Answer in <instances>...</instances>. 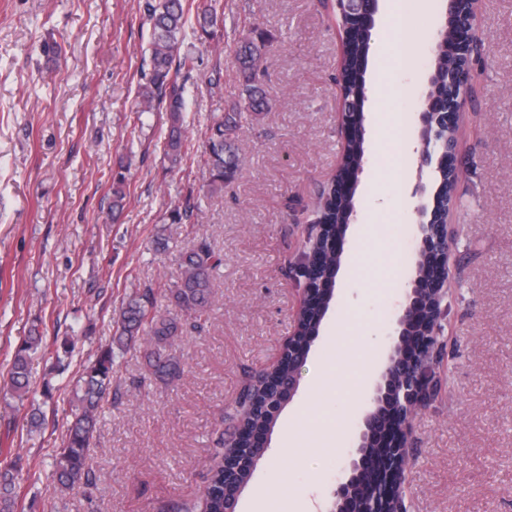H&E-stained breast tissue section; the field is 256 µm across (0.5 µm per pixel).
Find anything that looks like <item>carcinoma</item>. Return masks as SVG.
<instances>
[{
	"label": "carcinoma",
	"instance_id": "carcinoma-1",
	"mask_svg": "<svg viewBox=\"0 0 512 512\" xmlns=\"http://www.w3.org/2000/svg\"><path fill=\"white\" fill-rule=\"evenodd\" d=\"M141 8L149 28V68L143 74L139 96L145 104L143 111L158 110L167 113L168 129L163 146V159L169 168L177 167L183 157V126L187 112L188 89L186 82L179 81L182 71L193 66V57L181 51L185 38L184 0H142ZM217 0L203 6L196 13L195 28L199 38H208L218 19ZM262 33L243 38L237 45L234 59L241 77L240 100L222 112L211 115L207 127L205 165L210 194L224 192V187L234 178L239 168V157L232 145L243 127V119L250 116L256 121L266 111V101L260 85V62L263 57ZM432 73L442 83L448 82V54L440 50ZM337 83L345 84L346 96L352 101L366 102L367 86L362 73H354L340 66ZM365 156V129L355 131V139L347 147L346 157L361 164ZM125 192L123 176L112 184V215L123 208ZM197 206L189 201L169 211L168 224H181L188 220ZM179 273L177 278L163 289V298L174 311L161 313L157 310L158 292L152 288L130 296L115 321L113 340L98 349L95 359L83 366L70 402V420L67 422L65 440L52 463V490L62 498L91 484L87 466L89 448L97 436L99 409L102 401L112 394V379L116 373L117 359L127 349L137 345L144 336L149 337L154 349L146 353L149 373L163 378L180 376V363L162 354L172 340L184 332L182 316H201L212 304V273L221 265V258L210 245L198 241L176 255ZM326 312L308 315V327L304 343L312 336H320ZM43 336L38 328L18 345L9 377L11 395L23 401L32 395L29 382V365L32 354L41 347ZM252 382L244 386L239 397L250 401V406L236 415L225 417L227 427L215 441V454L209 469L207 485L202 494L191 501L172 506V512H224V502L240 496L252 478L248 471L232 481L224 478V452L233 441L226 439L236 428V423L250 429L273 430L277 418L267 413L264 398L255 392ZM233 453L238 449L229 450ZM23 458L19 455L0 467V512H13L14 493Z\"/></svg>",
	"mask_w": 512,
	"mask_h": 512
}]
</instances>
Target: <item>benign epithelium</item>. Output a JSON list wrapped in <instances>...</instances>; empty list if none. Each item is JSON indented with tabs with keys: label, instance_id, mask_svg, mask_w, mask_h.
<instances>
[{
	"label": "benign epithelium",
	"instance_id": "7a95c632",
	"mask_svg": "<svg viewBox=\"0 0 512 512\" xmlns=\"http://www.w3.org/2000/svg\"><path fill=\"white\" fill-rule=\"evenodd\" d=\"M334 15L342 20L343 45H348L372 33L378 0H331ZM445 40L448 51L461 62L454 74V86L447 90L429 77L419 97L428 101L448 99V111L433 112L420 108L418 178L411 197H425L427 183L423 172L442 164L448 165V180L459 181L458 157L460 143L454 118L469 98L470 57L477 44L476 0H445ZM344 166L331 181L336 207L323 204L313 222L312 237L316 243L303 245L296 262L304 288L301 309L314 307L311 297L322 285V276L329 265L318 240L342 254L346 226L324 223V217L344 214L345 206L354 193L359 174ZM425 251L408 281L405 303L401 306L391 334L392 348L381 363L371 385L370 399L356 423L355 445L351 449L342 473L331 491L330 512H406L405 475L408 467L407 437L415 411L428 403L437 392L439 379L435 369V348L442 331L441 320L449 310L452 298L448 252L452 236L447 225L428 220L417 225ZM303 331L297 323L288 338V377L282 378L270 369L262 373V389L268 406L276 409L282 397L293 400L299 389L298 370L305 362L304 353L293 351V342ZM269 433L239 428L234 441L252 446L268 447ZM376 449L374 462H369L366 449Z\"/></svg>",
	"mask_w": 512,
	"mask_h": 512
}]
</instances>
